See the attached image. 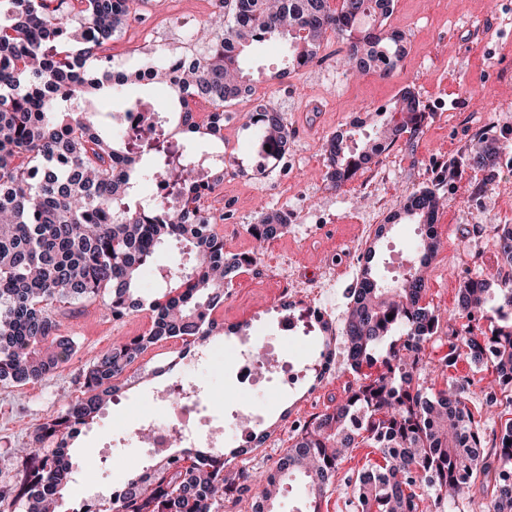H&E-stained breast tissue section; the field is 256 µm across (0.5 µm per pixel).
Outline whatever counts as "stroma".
<instances>
[{
  "mask_svg": "<svg viewBox=\"0 0 512 512\" xmlns=\"http://www.w3.org/2000/svg\"><path fill=\"white\" fill-rule=\"evenodd\" d=\"M213 2L145 0L110 44L113 67L135 71L166 54L186 50L190 43L182 39L183 29L204 23ZM386 27L404 32L407 42L403 60L385 77L373 72L347 74L340 62L345 46L333 35L325 40L318 59L282 80L277 77L286 62L281 41L253 44L244 54L242 66L254 88L282 110L292 137L288 157L258 170L244 155L251 138L247 115L256 97L225 107L230 127L224 149L238 155L240 162L238 169L225 173L215 201L216 208L230 210L217 229L224 235L226 251L248 255L255 247L249 227L258 222L262 208L286 211L288 227L229 286L219 315L224 329L208 341L209 347L219 348L221 361L208 369L184 362L167 372L155 369L147 357L138 358L126 372L128 384L119 403L108 406L103 417L83 428L74 440L71 453L76 468L97 467L101 448L111 440L113 430L142 415H160L153 401L155 389L180 378L195 377L217 403H234L232 347L253 336L258 323L275 327L283 314L274 302L278 285L271 276L269 253L287 255L288 272L298 275V287L316 288L332 279L323 305L333 328H342L357 263L349 244L361 232L363 215L399 211L407 196L428 188L441 197L443 205L436 220L441 247L426 274L425 303L452 312L463 277L488 278L501 267L496 244L486 229L512 224V0H393ZM161 28L169 29L170 40L161 47L148 44L146 35ZM407 87L425 106L422 133L411 142L398 140L384 165L369 163L345 186L333 188L325 178L323 141L352 128L358 137L368 136L388 117ZM485 136L495 139L501 161L480 170L473 167L471 158L482 150ZM190 266L183 245H162L140 279L141 295L148 300L159 297L166 288L162 273ZM104 303L100 297L58 309L57 333L73 340V355L39 382L0 391V452L26 447L30 431L56 415L62 399L80 397L83 369L112 346L149 329V311L114 318L106 314ZM335 358L336 372L326 381H317L310 372L297 391L283 394L270 389L256 394V401L267 407L264 428L278 441L275 447L253 448L241 455L235 454L233 443H225L232 466L275 468L294 442L290 422L322 413L331 397L344 396L355 376L344 364L343 353ZM455 373L472 381L469 408L484 436L492 437L500 422L489 419L479 396L481 389L495 383L491 365L477 367L463 359ZM379 459L367 443L350 449L322 501V512H354L351 500L357 478L367 463Z\"/></svg>",
  "mask_w": 512,
  "mask_h": 512,
  "instance_id": "stroma-1",
  "label": "stroma"
}]
</instances>
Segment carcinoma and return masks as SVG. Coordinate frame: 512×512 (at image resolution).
Segmentation results:
<instances>
[{"label": "carcinoma", "instance_id": "carcinoma-1", "mask_svg": "<svg viewBox=\"0 0 512 512\" xmlns=\"http://www.w3.org/2000/svg\"><path fill=\"white\" fill-rule=\"evenodd\" d=\"M65 0H0V389L45 378L67 362L71 340L57 335L54 310L111 292L107 306L115 318L147 309L149 331L112 346L81 374L82 395L30 433L31 448L10 449L0 460L12 462L15 475L0 482V508L52 512L71 483V445L81 427L96 417L127 384L126 371L151 346L183 338L202 346L221 330L212 312L224 305L232 279L253 257L224 251L217 218L200 212L203 183L198 169L224 170L226 153L202 159L193 149L197 136L224 143L215 127L197 122L191 107L209 103L224 120V105L251 93L242 68L246 47L272 36L287 39V63L279 77L318 58L332 32L345 40V63L356 73L385 77L402 61L405 37L384 28L392 0H218L217 10L193 34L195 49L153 65L151 81L174 95L180 139L168 145L165 121L152 127L162 108L143 113L146 135L112 133L90 110L91 98L118 93L140 83L139 74L112 69L102 47L122 32L142 0H80L70 15ZM382 123L355 148V131L334 135L324 148L325 177L334 188L350 181L372 158L422 130L424 109L411 89ZM246 126L259 141L287 147L291 133L283 113L261 102ZM156 176L169 196L146 209L138 204L141 181ZM439 197L430 190L410 195L391 220L434 223ZM288 227V213L265 209L251 234L261 244ZM497 247L510 271L497 276L498 305L489 330L468 323L448 326V356L435 365L424 359V343L441 325L436 310L423 303L422 270L413 269L394 288L378 286L368 249L360 284L350 291L344 325V350L355 372L380 363L385 369L363 375L355 388L318 414L267 474L229 467L224 450L173 447L154 449L152 464L124 484L122 496L100 502L96 512H224L256 487L259 512H277V497L290 477L305 490L297 512H321L343 452L363 436L383 459L369 463L356 482V512H448L477 480L491 491L471 501L473 512H512V418L500 427L497 442L485 448L472 435L478 422L467 406L471 381L448 377V389L433 390L435 374L456 367L464 355L490 363L495 387L482 390L485 404L512 390V225H497ZM166 242L189 249V271L162 276L167 292L150 302L139 295L148 259ZM440 242L429 235L420 244V264L436 258ZM489 280L459 282L458 314L471 319L488 302ZM402 316L403 339L386 345L388 315ZM386 355H381V350ZM365 409L363 424L352 412ZM57 448H45V443ZM434 490L420 509L416 489Z\"/></svg>", "mask_w": 512, "mask_h": 512}]
</instances>
